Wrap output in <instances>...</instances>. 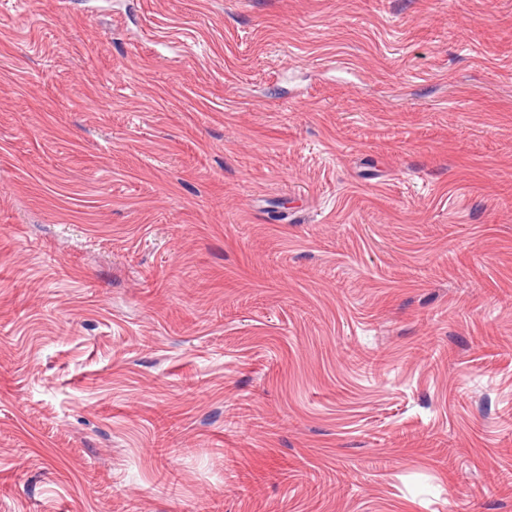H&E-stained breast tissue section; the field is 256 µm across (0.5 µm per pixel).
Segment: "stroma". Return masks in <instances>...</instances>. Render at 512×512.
<instances>
[{
  "label": "stroma",
  "instance_id": "35a3bbf8",
  "mask_svg": "<svg viewBox=\"0 0 512 512\" xmlns=\"http://www.w3.org/2000/svg\"><path fill=\"white\" fill-rule=\"evenodd\" d=\"M512 0H0V512H512Z\"/></svg>",
  "mask_w": 512,
  "mask_h": 512
}]
</instances>
